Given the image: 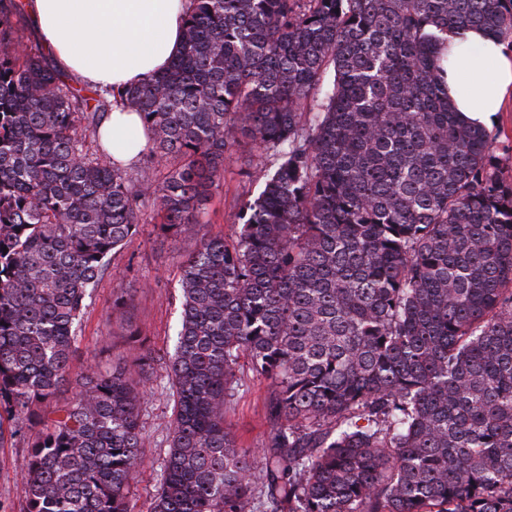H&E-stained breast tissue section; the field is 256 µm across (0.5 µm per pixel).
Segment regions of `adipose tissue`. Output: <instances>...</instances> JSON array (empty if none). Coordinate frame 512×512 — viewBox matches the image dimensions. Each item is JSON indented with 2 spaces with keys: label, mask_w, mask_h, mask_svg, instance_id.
Returning a JSON list of instances; mask_svg holds the SVG:
<instances>
[{
  "label": "adipose tissue",
  "mask_w": 512,
  "mask_h": 512,
  "mask_svg": "<svg viewBox=\"0 0 512 512\" xmlns=\"http://www.w3.org/2000/svg\"><path fill=\"white\" fill-rule=\"evenodd\" d=\"M30 28L58 70L80 84L136 86L167 70L183 42L189 0H24ZM445 81L456 112L490 127L512 95V51L480 28L449 32ZM120 164L146 145L137 111L115 104L100 130Z\"/></svg>",
  "instance_id": "obj_1"
}]
</instances>
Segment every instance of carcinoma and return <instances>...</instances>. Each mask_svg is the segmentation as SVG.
<instances>
[{"label":"carcinoma","instance_id":"1","mask_svg":"<svg viewBox=\"0 0 512 512\" xmlns=\"http://www.w3.org/2000/svg\"><path fill=\"white\" fill-rule=\"evenodd\" d=\"M0 0V446L31 435L23 512H134L148 359L72 378L87 299L145 207L189 233L254 152L236 241L202 239L164 362L172 413L145 512H512V181L448 99L440 46H512V0H191L181 53L121 91L77 87ZM137 109L147 153L99 127ZM270 435L224 424L240 361ZM99 134L112 157L122 165L132 164L147 141L138 112L120 103L112 106Z\"/></svg>","mask_w":512,"mask_h":512}]
</instances>
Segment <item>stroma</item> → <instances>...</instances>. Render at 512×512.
Returning a JSON list of instances; mask_svg holds the SVG:
<instances>
[{
    "mask_svg": "<svg viewBox=\"0 0 512 512\" xmlns=\"http://www.w3.org/2000/svg\"><path fill=\"white\" fill-rule=\"evenodd\" d=\"M248 154L236 155L226 167L224 180L215 190L200 224L188 237L178 240L161 234L154 212H147V222L133 240L116 253L109 272L102 277L87 301L78 350L72 361L73 371L83 370L89 363L110 369L119 358L131 352L158 356L172 350L181 318L179 279L187 255L196 241L221 238L233 243L238 224L231 209L235 197L246 182L244 171L250 167ZM126 302V318L112 317L116 297ZM139 330L137 346H129L128 327ZM165 372L154 367L145 383L141 406L143 446L139 450L142 466L132 484V498L144 512L161 478L167 452L165 425L171 414V403L164 389ZM241 386L226 411L224 420L240 446L258 448L268 438L265 403L271 390L269 380L241 366ZM15 436L0 447V512H22L23 464L28 450L29 432L24 423H17Z\"/></svg>",
    "mask_w": 512,
    "mask_h": 512,
    "instance_id": "stroma-1",
    "label": "stroma"
}]
</instances>
